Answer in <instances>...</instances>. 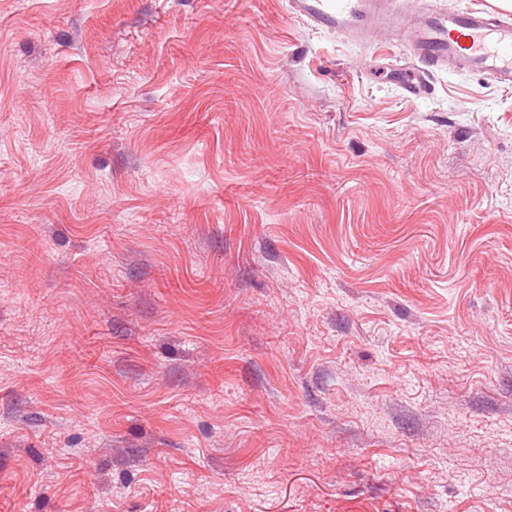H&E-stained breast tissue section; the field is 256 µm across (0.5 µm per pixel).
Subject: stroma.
<instances>
[{
  "instance_id": "stroma-1",
  "label": "stroma",
  "mask_w": 512,
  "mask_h": 512,
  "mask_svg": "<svg viewBox=\"0 0 512 512\" xmlns=\"http://www.w3.org/2000/svg\"><path fill=\"white\" fill-rule=\"evenodd\" d=\"M288 0H0V512H512V89Z\"/></svg>"
}]
</instances>
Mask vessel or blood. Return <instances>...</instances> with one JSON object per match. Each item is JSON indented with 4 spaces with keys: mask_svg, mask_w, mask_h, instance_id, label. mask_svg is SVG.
Listing matches in <instances>:
<instances>
[{
    "mask_svg": "<svg viewBox=\"0 0 512 512\" xmlns=\"http://www.w3.org/2000/svg\"><path fill=\"white\" fill-rule=\"evenodd\" d=\"M291 13L308 25L362 44L408 37L409 68L396 74L406 95L419 97L436 70L462 69L512 89V17L483 8H427L415 15L403 0H290Z\"/></svg>",
    "mask_w": 512,
    "mask_h": 512,
    "instance_id": "b4317fda",
    "label": "vessel or blood"
}]
</instances>
